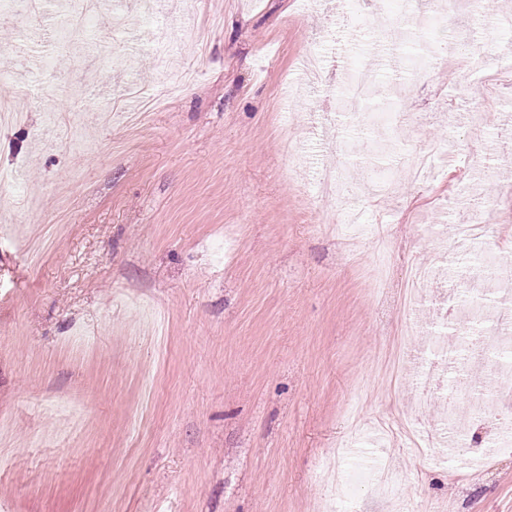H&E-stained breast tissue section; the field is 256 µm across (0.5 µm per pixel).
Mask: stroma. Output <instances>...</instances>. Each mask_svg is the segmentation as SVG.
Returning a JSON list of instances; mask_svg holds the SVG:
<instances>
[{
    "label": "stroma",
    "instance_id": "35a3bbf8",
    "mask_svg": "<svg viewBox=\"0 0 512 512\" xmlns=\"http://www.w3.org/2000/svg\"><path fill=\"white\" fill-rule=\"evenodd\" d=\"M113 34L134 70L85 61L51 33L53 0L37 20L0 14V68L15 78L24 124L0 130V512H388L354 494L334 505L316 478L347 423L358 390L370 392L368 427L399 425L418 390L379 382L375 352L403 331L395 290L409 265L512 252V98L490 92L486 122L471 110L463 73L422 79L411 99L387 87L371 112L404 118L392 155L376 133L350 157L357 201L371 231L392 244L386 294L374 291L377 253L364 238L317 229L335 199L313 195L319 139L333 120L297 93L308 52L351 53L326 32L350 28L342 0H167L171 11ZM482 0L470 41L490 65L512 54L507 12ZM172 31L170 49L196 73L165 96L156 45L144 29ZM56 75L89 79L78 97L55 98L37 78L42 56ZM84 123L88 150L74 158L49 119ZM289 134L298 154L280 148ZM422 147L438 150L427 188L402 183L394 198L367 180L389 162L406 169ZM479 217L467 243L432 223ZM86 333L90 344L69 338ZM84 406L66 429L61 408ZM492 472L448 478L433 458L412 469L404 496H432L448 512H512V433L498 434Z\"/></svg>",
    "mask_w": 512,
    "mask_h": 512
}]
</instances>
